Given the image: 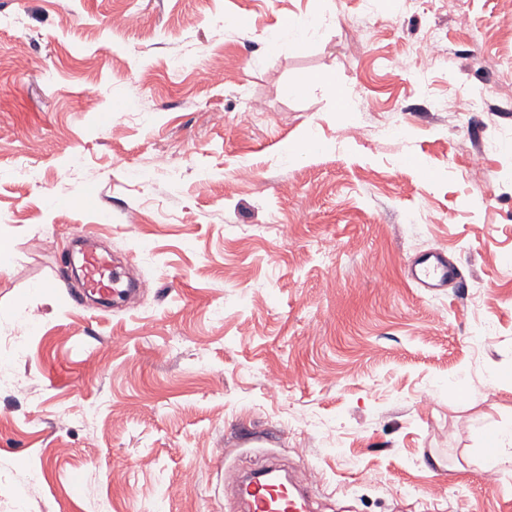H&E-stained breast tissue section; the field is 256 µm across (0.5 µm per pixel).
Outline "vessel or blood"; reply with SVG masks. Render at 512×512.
<instances>
[{"mask_svg": "<svg viewBox=\"0 0 512 512\" xmlns=\"http://www.w3.org/2000/svg\"><path fill=\"white\" fill-rule=\"evenodd\" d=\"M407 277L423 288H444L460 278L459 268L450 264L439 250L418 253L407 264ZM123 275L112 260L97 251L85 253L82 265L84 293L112 301H120L126 292H140L145 285L133 283L123 288ZM313 472L296 474L285 482H276L272 473L261 471L245 474L237 483L242 512H312L313 501L308 492L315 483Z\"/></svg>", "mask_w": 512, "mask_h": 512, "instance_id": "vessel-or-blood-1", "label": "vessel or blood"}]
</instances>
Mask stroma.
Returning a JSON list of instances; mask_svg holds the SVG:
<instances>
[{
	"label": "stroma",
	"mask_w": 512,
	"mask_h": 512,
	"mask_svg": "<svg viewBox=\"0 0 512 512\" xmlns=\"http://www.w3.org/2000/svg\"><path fill=\"white\" fill-rule=\"evenodd\" d=\"M511 74L512 0H0V512H512ZM122 272L112 260L96 250L85 253L82 265V290L112 300L114 306L126 293H139L148 288L146 282H133L131 288H121ZM407 277L421 288H448L461 277L459 268L440 250L418 253L407 264ZM499 434L497 448H488L491 460L495 466L512 465V429L504 428ZM277 471L269 467L245 474L241 481L235 480L242 511L312 512L313 501L307 486L316 482L314 473L304 471L279 485L272 475Z\"/></svg>",
	"instance_id": "obj_1"
}]
</instances>
